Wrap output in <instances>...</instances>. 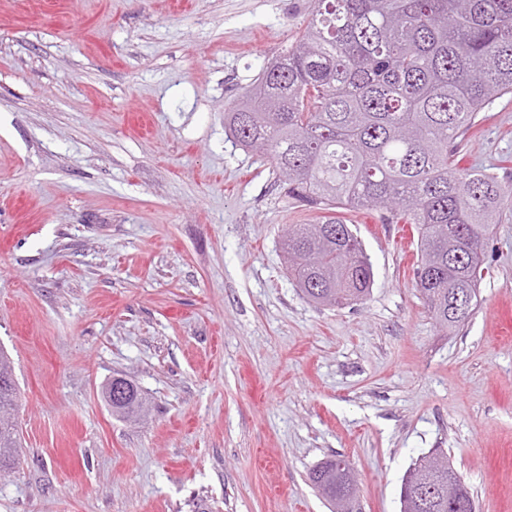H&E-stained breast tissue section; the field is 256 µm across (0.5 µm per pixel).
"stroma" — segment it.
Returning <instances> with one entry per match:
<instances>
[{"mask_svg": "<svg viewBox=\"0 0 512 512\" xmlns=\"http://www.w3.org/2000/svg\"><path fill=\"white\" fill-rule=\"evenodd\" d=\"M314 0H0V348L22 448L0 512H329L307 474L342 453L361 512L447 452L477 512H512V205L458 331L413 280L417 238L341 211L374 281L304 299L280 239L319 211L234 142L224 104ZM512 180V98L457 140ZM150 404L135 422L112 376ZM124 385L126 388V396L119 401L113 399L114 386ZM111 389H112V404H111ZM105 398L112 406V413L118 416L133 419L137 418L145 409L146 402L138 387L130 380L123 377H113L112 380L106 385L104 390Z\"/></svg>", "mask_w": 512, "mask_h": 512, "instance_id": "1", "label": "stroma"}]
</instances>
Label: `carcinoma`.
I'll return each instance as SVG.
<instances>
[{
    "mask_svg": "<svg viewBox=\"0 0 512 512\" xmlns=\"http://www.w3.org/2000/svg\"><path fill=\"white\" fill-rule=\"evenodd\" d=\"M512 96V0H315L296 42L229 103L224 127L270 161L285 194L329 215L281 239L288 272L310 302L338 307L370 294L373 271L339 210L385 207L418 234L414 271L431 319L465 325L478 304L485 245L512 181L462 168L455 142L493 101ZM470 299L448 311L455 295ZM123 385L112 412L138 417L146 402ZM17 385L0 349V476L21 447ZM308 480L332 512H352L357 480L333 454ZM400 512H475L474 498L435 450L402 479Z\"/></svg>",
    "mask_w": 512,
    "mask_h": 512,
    "instance_id": "carcinoma-1",
    "label": "carcinoma"
}]
</instances>
